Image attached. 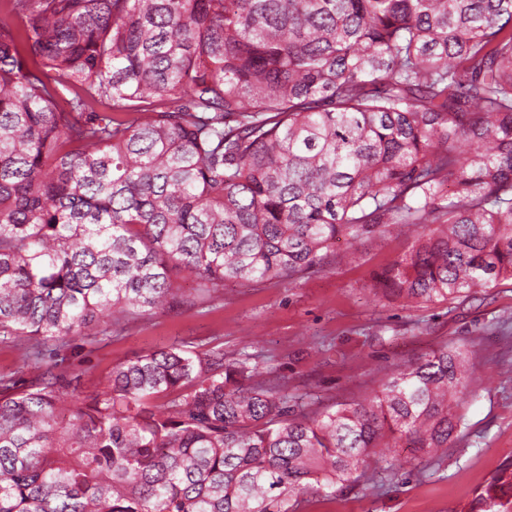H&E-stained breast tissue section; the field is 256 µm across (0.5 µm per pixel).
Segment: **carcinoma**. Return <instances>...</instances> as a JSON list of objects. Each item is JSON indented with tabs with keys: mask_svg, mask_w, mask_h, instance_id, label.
<instances>
[{
	"mask_svg": "<svg viewBox=\"0 0 512 512\" xmlns=\"http://www.w3.org/2000/svg\"><path fill=\"white\" fill-rule=\"evenodd\" d=\"M419 228L374 279L512 281V0H0V512H294L382 449L463 426L444 345L314 415L224 349L162 348L80 396L75 348L336 241ZM75 399L65 412L62 403ZM512 512V469L478 497Z\"/></svg>",
	"mask_w": 512,
	"mask_h": 512,
	"instance_id": "obj_1",
	"label": "carcinoma"
}]
</instances>
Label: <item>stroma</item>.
Listing matches in <instances>:
<instances>
[{
	"mask_svg": "<svg viewBox=\"0 0 512 512\" xmlns=\"http://www.w3.org/2000/svg\"><path fill=\"white\" fill-rule=\"evenodd\" d=\"M412 233L337 242L304 277L279 283H225L212 298L179 311L156 309L113 328L73 366L82 391L103 387L112 368L148 351L219 345L285 379L315 413L365 398L382 370L446 344L469 349L476 382L460 401L464 425L442 460L400 445L387 464L335 494H312L296 512H476V498L512 466V283L439 303L383 297L374 277L413 244Z\"/></svg>",
	"mask_w": 512,
	"mask_h": 512,
	"instance_id": "stroma-1",
	"label": "stroma"
}]
</instances>
